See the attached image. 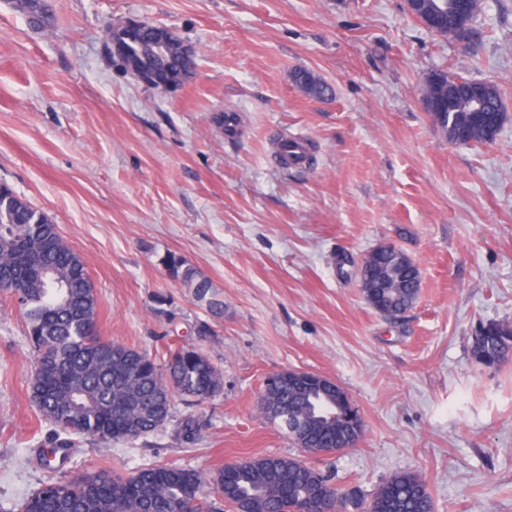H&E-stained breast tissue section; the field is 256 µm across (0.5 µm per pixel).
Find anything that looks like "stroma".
Masks as SVG:
<instances>
[{
	"mask_svg": "<svg viewBox=\"0 0 512 512\" xmlns=\"http://www.w3.org/2000/svg\"><path fill=\"white\" fill-rule=\"evenodd\" d=\"M48 3L35 30L0 0V181L82 257L100 336L157 359L193 349L223 376L204 403L176 397L152 435L79 443L67 474L298 455L257 398L268 375L302 370L335 381L364 422L356 447L306 458L339 491L368 500L412 472L435 512H512V361L484 368L470 351L480 326L512 323V0H482L466 49L404 0ZM128 16L194 46V77L161 92L115 66L103 28ZM300 69L331 96L300 90ZM435 70L498 85L508 118L495 140L456 145L433 125L420 97ZM282 135L313 142L314 165L282 171ZM384 242L421 274L395 322L358 274ZM170 253L211 281L221 319L168 273ZM33 361L23 313L0 298V512L49 477L35 450L54 427L31 399ZM294 83L307 95L324 99L332 94L331 87L308 70H298L292 75Z\"/></svg>",
	"mask_w": 512,
	"mask_h": 512,
	"instance_id": "stroma-1",
	"label": "stroma"
}]
</instances>
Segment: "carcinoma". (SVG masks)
Masks as SVG:
<instances>
[{
  "instance_id": "carcinoma-1",
  "label": "carcinoma",
  "mask_w": 512,
  "mask_h": 512,
  "mask_svg": "<svg viewBox=\"0 0 512 512\" xmlns=\"http://www.w3.org/2000/svg\"><path fill=\"white\" fill-rule=\"evenodd\" d=\"M28 24L42 28L48 18L46 0H15ZM112 60L124 71L189 79L196 58H186L180 41L146 24ZM307 95L324 99L331 87L308 70L292 75ZM484 108L471 111L475 99ZM421 104L448 141L469 145L491 142L507 120L500 89L446 70L430 72ZM275 157L287 170L313 161V147L276 143ZM372 279L361 288L378 313L397 319L416 303L421 277L401 249L383 244L365 257ZM169 274L193 289L198 302L215 317L224 300L210 293L212 283L185 260L169 254ZM81 256L63 239L44 212L0 183V295L14 301L28 320L35 361L31 398L41 416L56 427L49 445L37 449L40 465L56 474L24 497L16 512H350L362 508L357 491L340 493L328 477L298 457L268 456L227 464L211 479L195 470L154 465L130 476L102 468L67 476L63 465L75 442L87 437L101 443L134 440L162 427L173 398L203 403L222 388V374L202 353L170 349L163 361L98 334L96 291ZM471 356L487 368L512 357V326L498 321L483 325L471 345ZM342 396L336 403L333 393ZM319 387L295 371L264 385L258 403L269 422L280 425L300 449L329 453L358 436V411L342 388ZM212 482L221 497L204 493ZM372 512H433L425 480L398 473L372 496Z\"/></svg>"
}]
</instances>
